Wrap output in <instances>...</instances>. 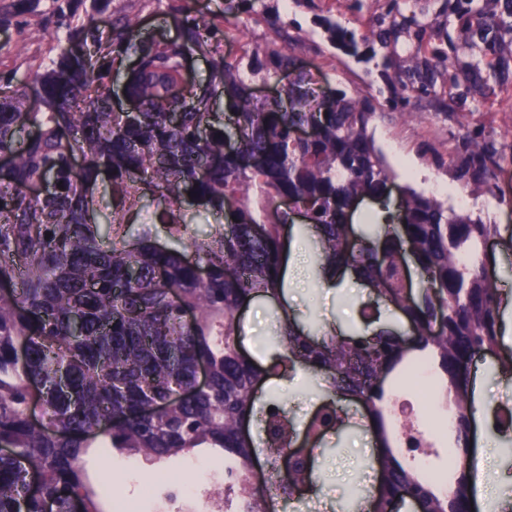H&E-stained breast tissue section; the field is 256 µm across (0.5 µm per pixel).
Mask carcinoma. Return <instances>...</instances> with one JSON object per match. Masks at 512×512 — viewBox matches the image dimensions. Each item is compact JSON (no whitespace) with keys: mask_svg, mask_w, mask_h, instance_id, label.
Instances as JSON below:
<instances>
[{"mask_svg":"<svg viewBox=\"0 0 512 512\" xmlns=\"http://www.w3.org/2000/svg\"><path fill=\"white\" fill-rule=\"evenodd\" d=\"M57 56L19 82L40 92L30 112L0 99V512H112V500L86 467L91 454L153 465L203 451L224 461V500L217 512H267L253 492L249 465L263 448L271 466L300 431L315 426L313 455L352 426L343 401L361 403L378 453L373 495L351 492L345 512H392L404 489L422 512H469L468 424L474 417L475 355L495 357L512 377V348L502 344L501 292L484 258L495 238L512 246V225L458 213L406 186L398 215L368 224L357 239L348 216L370 198L387 204L396 176L375 146L373 113L342 90L323 93L299 71L271 100L248 93L249 79L295 67L277 51L262 62L228 58L224 32L192 15L190 0L170 6L179 36L164 44L140 37L139 21L109 19L103 39L94 14L108 0H52ZM124 69L114 68L122 57ZM209 58L206 83L183 84V63ZM119 80L137 112L118 110ZM314 125L313 140L294 137ZM486 151L474 147L463 176L494 178ZM49 181L44 195L29 192ZM308 211L294 224L279 202ZM155 206L151 232L134 234L131 215ZM312 238L314 277L348 269L377 301L400 312L408 330L380 325L338 336L319 323L305 331L282 308L268 339L272 363L242 352L236 312L255 296L282 292L283 261L292 237ZM424 278L407 293L406 243ZM209 386L195 390L199 361ZM435 366L453 407L447 441L453 470L424 479L419 466L390 445L393 435L436 453L421 421L401 400L400 381L419 363ZM313 374L326 392L318 422L299 426L277 400L257 407L256 391L279 369ZM38 392L44 421L28 413ZM254 423L258 437L240 427ZM38 467L42 496L28 495L23 461Z\"/></svg>","mask_w":512,"mask_h":512,"instance_id":"1","label":"carcinoma"}]
</instances>
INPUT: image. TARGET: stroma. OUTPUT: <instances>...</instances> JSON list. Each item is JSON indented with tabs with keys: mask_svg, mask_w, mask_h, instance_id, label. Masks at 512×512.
I'll use <instances>...</instances> for the list:
<instances>
[{
	"mask_svg": "<svg viewBox=\"0 0 512 512\" xmlns=\"http://www.w3.org/2000/svg\"><path fill=\"white\" fill-rule=\"evenodd\" d=\"M197 16L224 28L225 55L250 52L267 60L271 51L288 49L298 67L311 74L322 91L338 89L360 98L373 112L370 130L376 145L398 175L397 182L436 196L450 208L475 217L494 205L495 223L512 225V0H496L491 12L480 14L473 0H256L251 12L225 13L224 0H192ZM108 12L139 17L146 35L176 39L178 28L165 0H109ZM48 0L0 27V93L30 97L29 89L12 83L56 56L51 40L36 34L48 22ZM278 18L288 32L281 44L267 17ZM26 42L24 53L12 46ZM494 153L497 161L491 187L477 186L459 176L473 144ZM294 245L307 267L284 282V300L302 323L316 319L347 333L361 326L363 304L372 302L369 288L344 276L336 287L316 284L308 267L313 256L301 238ZM245 347L259 356L276 322V305L258 297L242 311ZM290 408L298 421L321 397L307 374L266 385ZM368 430L357 426L343 438H329L333 454L330 475L314 488L317 512H333L336 500L351 484L365 479L373 458ZM491 467L501 475L483 512H496L512 500V439L477 428ZM97 481L108 496L123 491L144 495L155 490L153 472L137 469L133 480L120 478L115 458L96 459Z\"/></svg>",
	"mask_w": 512,
	"mask_h": 512,
	"instance_id": "1",
	"label": "stroma"
}]
</instances>
